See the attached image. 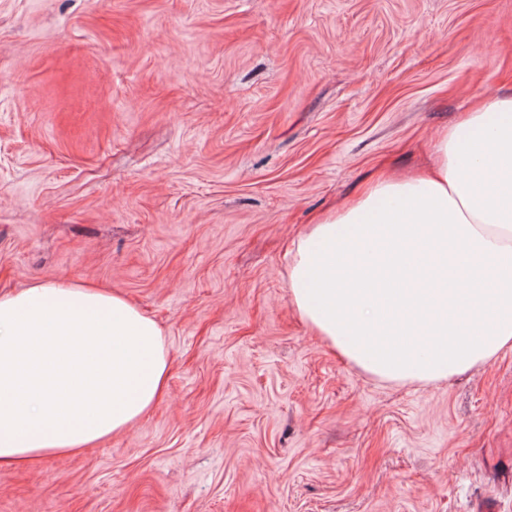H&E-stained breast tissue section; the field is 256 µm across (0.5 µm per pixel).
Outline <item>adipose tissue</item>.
Returning a JSON list of instances; mask_svg holds the SVG:
<instances>
[{
    "mask_svg": "<svg viewBox=\"0 0 512 512\" xmlns=\"http://www.w3.org/2000/svg\"><path fill=\"white\" fill-rule=\"evenodd\" d=\"M381 176L296 244L288 297L344 358L431 384L512 349V95ZM164 332L124 296L65 280L0 295V466L129 430L167 389Z\"/></svg>",
    "mask_w": 512,
    "mask_h": 512,
    "instance_id": "adipose-tissue-1",
    "label": "adipose tissue"
}]
</instances>
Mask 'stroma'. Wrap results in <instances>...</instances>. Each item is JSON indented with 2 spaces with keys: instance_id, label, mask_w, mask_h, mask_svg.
<instances>
[{
  "instance_id": "1",
  "label": "stroma",
  "mask_w": 512,
  "mask_h": 512,
  "mask_svg": "<svg viewBox=\"0 0 512 512\" xmlns=\"http://www.w3.org/2000/svg\"><path fill=\"white\" fill-rule=\"evenodd\" d=\"M509 93L512 0H0V291H119L169 358L0 512H512V350L386 382L288 300L310 224Z\"/></svg>"
}]
</instances>
